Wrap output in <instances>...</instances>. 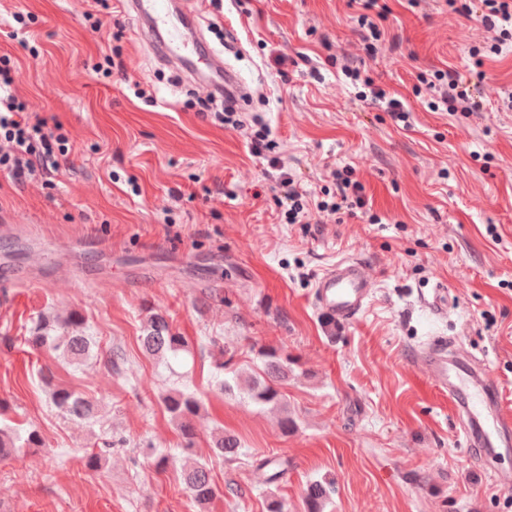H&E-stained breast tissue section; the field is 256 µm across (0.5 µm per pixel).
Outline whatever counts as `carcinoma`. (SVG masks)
I'll return each mask as SVG.
<instances>
[{
    "label": "carcinoma",
    "mask_w": 512,
    "mask_h": 512,
    "mask_svg": "<svg viewBox=\"0 0 512 512\" xmlns=\"http://www.w3.org/2000/svg\"><path fill=\"white\" fill-rule=\"evenodd\" d=\"M83 325L84 318L77 312L56 320L54 326L41 315L33 335L28 337V343L35 349L57 350L68 359L79 361L90 348L89 338L82 333ZM140 342L147 355L160 360L170 355L176 356L188 348L186 338L173 330L162 313L149 316ZM259 359L261 365L253 373L245 376L236 373L233 381H222L221 389L227 392L237 388L259 404L282 408L284 395L280 386L288 379V359L270 348L260 350ZM52 399L57 410L66 418L89 420L95 415L96 405L68 388H53ZM163 403L167 412L179 423L184 452L191 455L197 438L195 418L200 414V400L190 392L172 390L163 397ZM239 448V439L232 434L221 432L212 438L211 451L217 457L233 458L238 455ZM181 476L196 505L204 506L217 496L218 488L209 477L207 464L188 460L182 465ZM330 493L329 481L310 484L304 497L305 512H324Z\"/></svg>",
    "instance_id": "obj_1"
}]
</instances>
